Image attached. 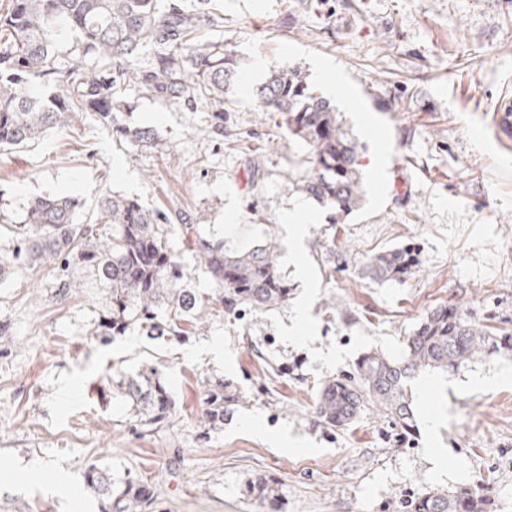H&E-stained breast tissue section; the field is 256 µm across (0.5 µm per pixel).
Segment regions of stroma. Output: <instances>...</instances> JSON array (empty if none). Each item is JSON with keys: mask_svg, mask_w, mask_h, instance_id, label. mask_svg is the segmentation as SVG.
Returning a JSON list of instances; mask_svg holds the SVG:
<instances>
[{"mask_svg": "<svg viewBox=\"0 0 512 512\" xmlns=\"http://www.w3.org/2000/svg\"><path fill=\"white\" fill-rule=\"evenodd\" d=\"M224 45L238 82L224 136L206 113L127 94L119 126L152 127L158 149H134L94 119L48 130L0 156V202L22 220L37 196L74 195L89 217L104 191L149 208L202 214L201 234L245 248L273 234L288 303L206 317L186 339H151L139 326L105 343L96 323L109 304L93 278L65 300L39 270L0 278V512H101L90 465L155 487L156 512H263L249 478L279 480V512H404L411 496L473 486L494 512H512V350L483 354L451 373L410 383L416 425L408 438L372 411L331 431L310 412L325 380L366 351L400 355L434 307L512 333V139L496 124L512 94V0H223ZM262 73H254L256 62ZM301 68L364 145V200L342 223L288 175L299 147L265 118L252 92L269 70ZM262 175L249 182L251 152ZM307 202L314 221L292 240L283 217ZM414 247L406 281L361 276L366 256ZM169 249L184 287L213 284L180 234ZM220 342L228 363L211 359ZM164 373L177 403L168 428L139 436L115 382L144 364ZM239 394L221 428L202 433L200 377ZM435 416L427 437L422 423ZM260 418L263 431L247 425ZM287 435L296 450L274 444Z\"/></svg>", "mask_w": 512, "mask_h": 512, "instance_id": "stroma-1", "label": "stroma"}]
</instances>
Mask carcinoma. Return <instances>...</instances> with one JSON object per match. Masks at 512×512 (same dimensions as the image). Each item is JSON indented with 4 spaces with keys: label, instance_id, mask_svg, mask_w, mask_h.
<instances>
[{
    "label": "carcinoma",
    "instance_id": "1",
    "mask_svg": "<svg viewBox=\"0 0 512 512\" xmlns=\"http://www.w3.org/2000/svg\"><path fill=\"white\" fill-rule=\"evenodd\" d=\"M224 27L222 0H9L0 13V154L27 146L54 128H73L93 115L105 128L126 106V92H141L165 106L208 112L212 132L224 137V104L237 76V60L224 40L205 35ZM258 110L280 116L288 136L306 147L288 159V175L306 195L348 215L363 200L362 144L343 129L336 106L313 92L298 68L271 72L254 91ZM142 151L158 147L152 128L123 132ZM73 196L36 197L22 221L0 213V226L17 243L0 258V274L60 260L53 272L55 293L65 298L79 270L102 281L111 293L109 309L95 335L110 341L132 324L149 326V336H189L207 312L237 316L271 310L288 301L292 288L278 264L279 246L270 237L232 249L204 237L179 208L149 210L136 199L106 191L90 217ZM182 234L215 284L213 297L179 287L185 273L168 248L171 233ZM417 260L410 251L389 248L368 257L363 275L374 282L403 280ZM509 337L466 320L452 305L426 314L404 340L400 357L363 353L351 373L324 381L313 402L315 419L330 430L349 428L373 408L404 436L414 428L408 380L421 371H456ZM136 413V430L146 436L167 427L176 410L166 380L147 365L122 380ZM199 415L203 433L224 424V411L238 395L224 379L208 377ZM85 481L104 503V512H154V488L127 476L116 484L96 465ZM246 494L274 510L277 481L257 475ZM491 498L463 486L428 490L405 502V512H489Z\"/></svg>",
    "mask_w": 512,
    "mask_h": 512
}]
</instances>
